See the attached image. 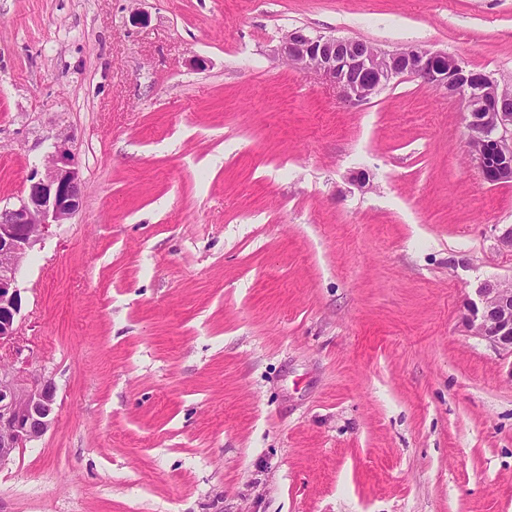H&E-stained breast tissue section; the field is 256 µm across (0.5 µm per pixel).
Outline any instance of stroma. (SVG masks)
<instances>
[{
    "label": "stroma",
    "instance_id": "1",
    "mask_svg": "<svg viewBox=\"0 0 512 512\" xmlns=\"http://www.w3.org/2000/svg\"><path fill=\"white\" fill-rule=\"evenodd\" d=\"M297 27L512 86V0H0V206L58 135L86 179L20 273L58 410L0 512H512V354L463 324L512 183L461 98L345 102Z\"/></svg>",
    "mask_w": 512,
    "mask_h": 512
}]
</instances>
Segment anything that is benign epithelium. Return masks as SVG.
<instances>
[{"label":"benign epithelium","mask_w":512,"mask_h":512,"mask_svg":"<svg viewBox=\"0 0 512 512\" xmlns=\"http://www.w3.org/2000/svg\"><path fill=\"white\" fill-rule=\"evenodd\" d=\"M278 53L336 87L341 98L363 102L396 79L410 77L464 99L469 156L483 181L512 182V87L446 52L418 46L385 50L354 38L288 31ZM84 180L70 138L57 139L41 167L11 206L0 207V347L19 334L23 305L21 267L52 227L79 210ZM465 326L512 355V283L486 280L466 303ZM54 381L24 368L0 365V466L19 448L40 440L56 420Z\"/></svg>","instance_id":"obj_1"}]
</instances>
